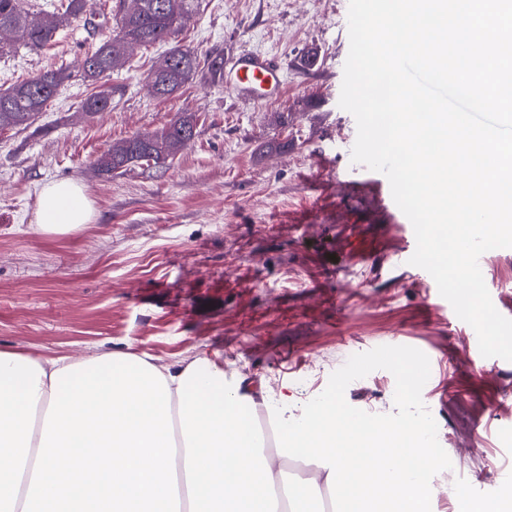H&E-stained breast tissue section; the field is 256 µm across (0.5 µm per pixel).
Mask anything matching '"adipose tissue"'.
Wrapping results in <instances>:
<instances>
[{
  "label": "adipose tissue",
  "mask_w": 512,
  "mask_h": 512,
  "mask_svg": "<svg viewBox=\"0 0 512 512\" xmlns=\"http://www.w3.org/2000/svg\"><path fill=\"white\" fill-rule=\"evenodd\" d=\"M84 186L46 184L38 229L92 223ZM265 385L242 389L220 353L160 367L133 352L74 361L0 351V512H323L306 472L285 480L253 421ZM291 456L327 466L334 512H427L436 450L329 398L277 424Z\"/></svg>",
  "instance_id": "1"
}]
</instances>
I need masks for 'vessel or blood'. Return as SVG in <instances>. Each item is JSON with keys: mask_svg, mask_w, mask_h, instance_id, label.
Here are the masks:
<instances>
[{"mask_svg": "<svg viewBox=\"0 0 512 512\" xmlns=\"http://www.w3.org/2000/svg\"><path fill=\"white\" fill-rule=\"evenodd\" d=\"M224 75L237 99L257 107L278 103L286 88L283 63L264 52L243 50L225 58Z\"/></svg>", "mask_w": 512, "mask_h": 512, "instance_id": "vessel-or-blood-1", "label": "vessel or blood"}]
</instances>
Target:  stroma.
Returning <instances> with one entry per match:
<instances>
[{
	"instance_id": "obj_1",
	"label": "stroma",
	"mask_w": 512,
	"mask_h": 512,
	"mask_svg": "<svg viewBox=\"0 0 512 512\" xmlns=\"http://www.w3.org/2000/svg\"><path fill=\"white\" fill-rule=\"evenodd\" d=\"M103 0L55 42L0 56V89L60 66L73 78L28 129L0 131V351L82 359L132 351L166 366L223 354L238 378L276 385L310 379L319 397L359 413L381 408L397 426L434 421L439 452L474 448L460 483L475 503L512 487V362L483 357L432 277L410 265L412 226L379 173H357L344 142L354 116L339 97L349 52V0H199L174 43L135 49L109 84L110 111L83 114L91 88L80 63L116 21ZM267 51L288 88L251 107L201 80L155 97L150 70L172 44ZM317 49L318 65L300 57ZM198 119L195 139L164 164L98 172L112 144L161 130L176 113ZM287 125H280V116ZM287 140L285 152L269 150ZM83 184L94 223L40 233L35 213L51 181ZM496 309L512 318V248L481 267ZM350 351L353 374L321 371ZM428 375L406 383L410 365Z\"/></svg>"
}]
</instances>
